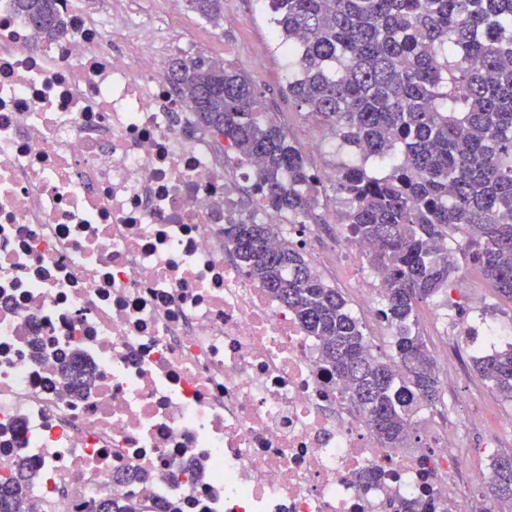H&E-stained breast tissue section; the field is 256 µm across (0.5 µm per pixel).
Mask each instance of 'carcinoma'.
<instances>
[{
  "label": "carcinoma",
  "instance_id": "obj_1",
  "mask_svg": "<svg viewBox=\"0 0 512 512\" xmlns=\"http://www.w3.org/2000/svg\"><path fill=\"white\" fill-rule=\"evenodd\" d=\"M59 0H15L39 35L65 31ZM217 22L222 0H188ZM279 46L298 68L288 98L323 119L356 158L333 182L352 238L385 274L380 315L391 351L375 352L363 322L274 224L224 227L248 276L277 297L320 342L385 448H406L417 416L435 405L439 379L426 340L411 328L418 304L448 292L457 269L448 231L463 233L470 259L512 300V0H265ZM169 78L197 123L258 164L260 206L271 215L313 218L322 184L303 150L273 120L259 121L261 94L224 63L177 57ZM512 402V342L473 358ZM34 474L24 462L0 479V512H35ZM489 500L512 510V454L493 458ZM112 512H177L111 499ZM398 512H448L417 500Z\"/></svg>",
  "mask_w": 512,
  "mask_h": 512
}]
</instances>
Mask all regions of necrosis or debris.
I'll return each mask as SVG.
<instances>
[{"label":"necrosis or debris","instance_id":"4bbe7bcc","mask_svg":"<svg viewBox=\"0 0 512 512\" xmlns=\"http://www.w3.org/2000/svg\"><path fill=\"white\" fill-rule=\"evenodd\" d=\"M64 37L0 0V477L37 512L133 496L182 512H396L470 475L384 448L286 306L238 265L254 169L200 130L166 58L188 41L61 0ZM93 369L83 394L66 364ZM144 483H117L121 471ZM34 475L21 459L13 473L0 479V512L35 511V505L27 493Z\"/></svg>","mask_w":512,"mask_h":512}]
</instances>
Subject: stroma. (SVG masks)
I'll list each match as a JSON object with an SVG mask.
<instances>
[{"label":"stroma","mask_w":512,"mask_h":512,"mask_svg":"<svg viewBox=\"0 0 512 512\" xmlns=\"http://www.w3.org/2000/svg\"><path fill=\"white\" fill-rule=\"evenodd\" d=\"M224 17L213 23L190 8L187 0H141L140 14L166 29L190 32L193 40L188 58L204 57L224 61L245 72L262 95L269 118L282 125L302 148L311 168L336 166L348 161L347 148L334 147L332 135L317 140L312 136L321 127L320 119L310 116L288 97V56L272 36V24L263 0H223ZM346 230L339 224L318 222L311 251L305 257L327 283L341 289L347 301H354L357 286L356 266L348 261ZM457 244L459 270L452 277L458 302L470 296L482 298L481 309L473 311L475 325L490 320L512 318V300L500 296L481 269L465 254L462 233L453 236ZM450 348L462 365L459 382L441 380L440 398L420 415L421 427L437 425L441 430L460 435L461 452L480 470L490 471L492 454L512 453V428L502 419L512 413L506 401L473 368L471 358L487 352L482 340L454 339Z\"/></svg>","instance_id":"35a3bbf8"}]
</instances>
